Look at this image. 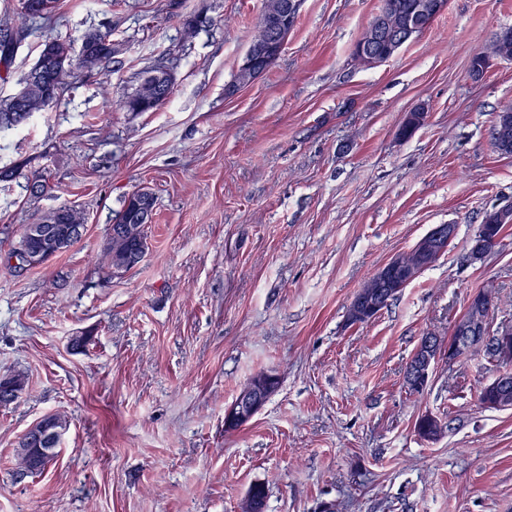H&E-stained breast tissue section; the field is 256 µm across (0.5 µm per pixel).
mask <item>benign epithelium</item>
Wrapping results in <instances>:
<instances>
[{
	"label": "benign epithelium",
	"mask_w": 512,
	"mask_h": 512,
	"mask_svg": "<svg viewBox=\"0 0 512 512\" xmlns=\"http://www.w3.org/2000/svg\"><path fill=\"white\" fill-rule=\"evenodd\" d=\"M446 0H419L412 19L394 28L378 24L371 42L362 45L359 54L368 65L379 61L378 53L383 47H388L391 53H396L407 43L411 42L416 32L425 27V21L445 11ZM282 25L269 28L266 40L259 45H250L242 58V68L256 74L276 60L284 47L281 39ZM31 232L39 234L43 240L42 250L34 257L20 256L21 264L25 267L33 265L37 260L44 263L54 256L53 248L56 240L53 233L42 227L34 226ZM456 225L437 224L428 233L420 237L414 245L419 257L416 265H406L398 254L390 257L377 271L373 273L376 286L369 292H363L355 298L352 305L353 319L361 324L370 321L381 311L387 296L395 290L407 287L429 266L436 263L447 251L449 242L455 237ZM490 306L484 299L474 294L467 305V315L456 326V338L448 344V362L460 360L468 355L475 346L486 342L483 336ZM441 352L433 350V342L427 341L426 347L412 362L409 370L420 380L429 377L438 362ZM274 374L261 372L250 378L243 387L241 396L224 411V427L239 428L251 420L264 406L271 390Z\"/></svg>",
	"instance_id": "benign-epithelium-1"
}]
</instances>
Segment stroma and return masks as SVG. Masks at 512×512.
I'll return each mask as SVG.
<instances>
[{
	"label": "stroma",
	"instance_id": "1",
	"mask_svg": "<svg viewBox=\"0 0 512 512\" xmlns=\"http://www.w3.org/2000/svg\"><path fill=\"white\" fill-rule=\"evenodd\" d=\"M264 0H58L51 34L111 28L114 61L73 71L55 106L0 133V258L22 225L63 205L82 238L47 263L0 261V373L24 370L0 407V512H512V409L478 402L501 371L477 350L440 358L422 393L404 371L421 336L448 338L469 297L512 298V228L468 259L486 210L512 205V157L493 115L512 104V61L481 80L472 57L512 26V0H448L386 62L353 57L381 0H301L275 63L249 84L240 61ZM208 25L185 38L187 19ZM168 59L175 87L153 112L117 102ZM425 108L409 139L397 131ZM50 192L32 202L27 175ZM149 188L148 249L98 263L125 197ZM437 224L439 261L369 322L347 307L392 255ZM89 337L85 349L71 340ZM277 391L247 424L224 410L254 374ZM429 412L446 425L427 441ZM65 416L55 460L12 477L20 437ZM497 112H508L510 120L507 124L498 122L493 118L492 125V146L494 151L500 156H512V105H504Z\"/></svg>",
	"mask_w": 512,
	"mask_h": 512
}]
</instances>
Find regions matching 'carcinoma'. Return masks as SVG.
Here are the masks:
<instances>
[{
    "instance_id": "carcinoma-1",
    "label": "carcinoma",
    "mask_w": 512,
    "mask_h": 512,
    "mask_svg": "<svg viewBox=\"0 0 512 512\" xmlns=\"http://www.w3.org/2000/svg\"><path fill=\"white\" fill-rule=\"evenodd\" d=\"M415 2L417 0H382V6L374 16V21L369 23L356 46L359 47L370 41L375 21L381 19L391 25L402 23L413 9ZM56 3L57 0H18L17 19L13 20L9 17L3 19L0 23V46L7 47V54L0 53V66L4 70H9L22 41L32 33L37 23L51 16ZM287 4L289 0H265L259 33L255 41L265 39V21L274 15L282 14ZM82 45L83 58L76 62L73 58L71 41L52 36L44 38L39 52L43 70L42 79L34 85L28 100L23 104L17 102L10 94L0 96V132L18 127L36 115L49 111L60 97L66 77L74 67L92 70L103 61L111 59L116 52L112 47V30L110 29L104 31L96 29L85 33L82 36ZM493 59H512V38L503 40L498 36L494 37L488 51L473 57L469 69L470 77L481 79L484 75L482 62ZM491 136L493 149L498 155L512 156V119L506 124L493 120ZM138 195H140L138 190L128 195L120 211L113 217L112 224L108 225L107 245L102 260L104 266L113 272L130 269L124 261L126 253L134 251L144 254L148 249L146 226L137 219L132 202V198ZM496 211L495 207L486 211L481 222L490 237L502 236L506 231L505 225L495 221ZM38 223L59 235L57 250L62 253L81 238L80 229L85 226V217L79 210L65 206L41 216ZM478 402L494 409H509L512 408V395L500 397L486 385L478 394ZM51 419L53 428L56 430L53 437L46 440L33 438L27 443L24 441L18 443L13 471L15 480L21 481L34 474L30 469L29 455L39 452V449H51L50 459L52 460L57 456L60 437L67 423L56 414L52 415ZM414 428L417 433L429 432L437 438L443 433L445 425L442 420L431 419L429 414L425 413L418 416Z\"/></svg>"
}]
</instances>
